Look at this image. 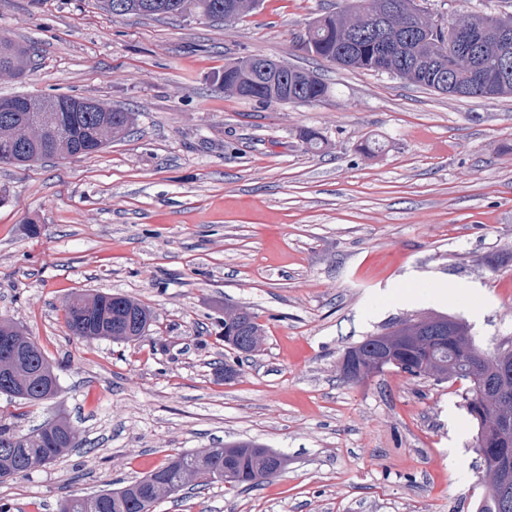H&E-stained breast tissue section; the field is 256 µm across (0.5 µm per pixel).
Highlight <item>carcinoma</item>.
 Returning a JSON list of instances; mask_svg holds the SVG:
<instances>
[{
	"label": "carcinoma",
	"instance_id": "1",
	"mask_svg": "<svg viewBox=\"0 0 512 512\" xmlns=\"http://www.w3.org/2000/svg\"><path fill=\"white\" fill-rule=\"evenodd\" d=\"M114 15L135 13L165 18L195 13L224 22H234L256 11L259 0H103ZM476 28L510 26L512 15H488L472 12L467 15ZM452 23L435 19L416 0H346L336 12L325 13L309 28L302 48L323 60L345 68L364 69L395 76L413 84L451 96L494 99L512 94V86L490 83L485 91L471 85V62L464 56L439 54L449 46ZM434 57L424 69L413 68L416 57ZM249 57H243L224 67V91L238 94L236 86L245 87L264 81L256 67H250ZM31 65L30 50L6 36H0V74L18 77ZM452 69L455 80L452 89H441L440 72ZM280 88L288 96L267 93L268 101L278 103H311L325 98L329 87L312 72L290 66L284 73ZM53 100L51 96H29L20 112H0V164L25 165L52 158L90 155L130 132L134 114L120 106L97 104L92 112H62L56 134L47 135L40 127L41 116ZM65 323L70 333L85 340L106 339L114 332L134 333L151 326L152 313L141 303L122 294H73L64 306ZM442 336L444 340L430 345H412L398 340L410 336ZM0 336H12L21 355L15 364L16 375L30 380L36 373L42 376L32 382L40 388L38 396L17 395L0 385V395L9 401L31 406L48 402L59 391V381L53 365L38 344L17 324L0 321ZM395 347V368L414 377H435L439 380L459 378L468 381L464 402L468 415L477 424L475 447L484 463L486 494L476 505V512H503L498 488L499 473L490 457L497 447L499 434L486 424L491 415L504 407V401L487 389V382L478 380L469 364V354L481 351L469 327L443 314H424L404 320L388 331L369 336L349 352L357 355L354 364L356 378L374 373L375 358L389 347ZM75 433L64 418L52 419L27 433L17 431L11 423L0 422V446L15 445L8 457L0 455V483L25 475L38 465L51 463L66 455L71 442L62 436ZM266 461V448L254 441L228 442L220 448L181 453L169 459L143 478L118 489L102 490L90 496H72L63 501L60 512H152L166 491L155 486L159 479L178 490L188 482H218L224 468L233 470L235 480L230 486H258L252 473Z\"/></svg>",
	"mask_w": 512,
	"mask_h": 512
}]
</instances>
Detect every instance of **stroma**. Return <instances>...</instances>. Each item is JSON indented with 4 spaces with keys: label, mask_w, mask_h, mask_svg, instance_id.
Returning <instances> with one entry per match:
<instances>
[{
    "label": "stroma",
    "mask_w": 512,
    "mask_h": 512,
    "mask_svg": "<svg viewBox=\"0 0 512 512\" xmlns=\"http://www.w3.org/2000/svg\"><path fill=\"white\" fill-rule=\"evenodd\" d=\"M343 0H261L232 23L115 16L99 0H0V35L33 45L0 97L73 95L134 112L91 155L0 164V319L55 366L59 393L0 396L20 430L58 415L80 446L0 484L11 512L135 480L171 456L255 440L284 470L252 489L184 488L155 512H476L485 494L468 383L339 362L422 312L512 343V96L456 97L343 69L301 42ZM446 19L512 14V0H419ZM260 54L314 72L313 103L224 92L216 76ZM324 145L307 150L304 130ZM121 293L153 314L136 341H85L75 291ZM265 329L235 381L224 311Z\"/></svg>",
    "instance_id": "stroma-1"
}]
</instances>
